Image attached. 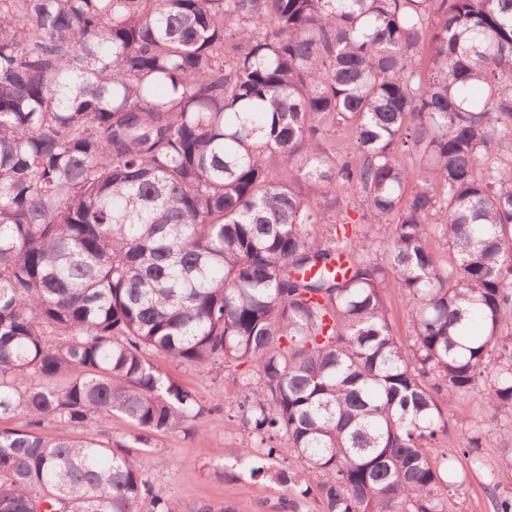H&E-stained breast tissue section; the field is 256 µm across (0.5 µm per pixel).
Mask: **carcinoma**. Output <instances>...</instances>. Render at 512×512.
Here are the masks:
<instances>
[{
    "mask_svg": "<svg viewBox=\"0 0 512 512\" xmlns=\"http://www.w3.org/2000/svg\"><path fill=\"white\" fill-rule=\"evenodd\" d=\"M511 320L512 0H0V418L140 448L0 431V512H180L151 436L204 406L154 354L255 373L251 477L448 512L428 448L479 389L512 416ZM382 297L393 335L402 345H408L412 335V327L407 318L410 296L397 288H387L383 290ZM136 430L132 424L121 416H112L109 420L91 425L88 428L70 430L68 433L77 438H97L103 441L120 442L136 446L131 441V434Z\"/></svg>",
    "mask_w": 512,
    "mask_h": 512,
    "instance_id": "carcinoma-1",
    "label": "carcinoma"
}]
</instances>
